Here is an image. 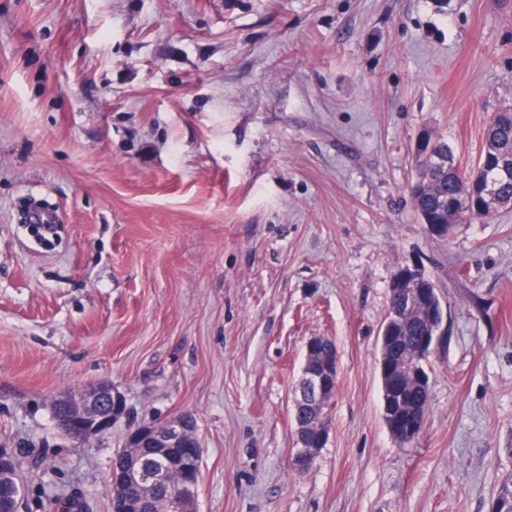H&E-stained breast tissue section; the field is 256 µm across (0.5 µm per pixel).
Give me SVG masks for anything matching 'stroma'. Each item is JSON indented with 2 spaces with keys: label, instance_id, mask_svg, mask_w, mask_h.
<instances>
[{
  "label": "stroma",
  "instance_id": "obj_1",
  "mask_svg": "<svg viewBox=\"0 0 512 512\" xmlns=\"http://www.w3.org/2000/svg\"><path fill=\"white\" fill-rule=\"evenodd\" d=\"M512 101V0H0V448L18 512H112L130 427L192 413L197 512H489L512 474V208L429 236L423 134L463 168ZM448 334L413 442L383 419L396 272ZM313 336L332 432L290 466ZM109 383L79 442L54 399ZM333 343V340L326 336L310 337L304 346V362L301 369L298 386L294 396L295 409L300 402L315 401L321 402L327 394L328 389L336 380L339 371V360L337 351L334 356L326 359L319 371L309 368L311 357L316 353L319 345ZM59 399L69 407V415L60 424L76 439L88 440L108 432L127 412L124 395L108 383L86 391L66 392Z\"/></svg>",
  "mask_w": 512,
  "mask_h": 512
}]
</instances>
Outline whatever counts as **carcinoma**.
<instances>
[{"instance_id": "cac0c4a2", "label": "carcinoma", "mask_w": 512, "mask_h": 512, "mask_svg": "<svg viewBox=\"0 0 512 512\" xmlns=\"http://www.w3.org/2000/svg\"><path fill=\"white\" fill-rule=\"evenodd\" d=\"M499 111L508 113V120L489 123L483 143L478 165L467 171L461 169L455 162L448 143L428 135L426 144L431 151L427 161L418 163L417 185L411 186V196L414 206L424 225H441L439 239L448 237L452 229L451 219L448 218V204L454 203L463 209L465 221L488 219L495 215L493 210L473 209L467 206L465 183L469 177L481 174L484 178H494L493 188L496 197L504 206L512 204V171L503 175L497 168L503 159L512 156V102L505 103ZM389 317L395 326L397 336L395 350L400 355L409 357L427 335L428 325L425 309L421 302L406 297L401 285L393 284L389 290ZM327 404L312 405L301 411L302 428L306 445L314 444V435L307 429L321 420L328 419ZM495 501L496 512H512V476L501 481L492 497Z\"/></svg>"}]
</instances>
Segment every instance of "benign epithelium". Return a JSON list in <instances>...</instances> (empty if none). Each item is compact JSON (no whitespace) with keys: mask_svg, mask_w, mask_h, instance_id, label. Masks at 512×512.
<instances>
[{"mask_svg":"<svg viewBox=\"0 0 512 512\" xmlns=\"http://www.w3.org/2000/svg\"><path fill=\"white\" fill-rule=\"evenodd\" d=\"M416 295L426 297L429 305L428 317L434 333L421 338L414 360L395 361L389 356L388 344L391 340L388 325L381 329V352L379 358L382 385L383 418L394 439L410 440L422 430L425 419L416 417L400 422L392 417L393 403L388 396L394 385L409 384L414 389H425L427 373L423 365L439 347L446 334V311L434 298L431 288H414ZM332 342L326 336H312L304 346V362L294 396V406L309 400L320 402L336 380L339 371L338 356L326 359L320 370L309 368L311 357L318 346ZM60 399L68 404L69 415L60 421L70 437L88 440L108 432L112 424L126 415L127 405L124 395L105 383L86 391L66 392ZM179 448L182 462L167 461L161 464V449ZM318 449L303 445L294 449L292 465L298 470L311 466ZM124 465L112 470V512H143L144 502L138 491L144 487L174 483L178 491L159 502L154 512H186L187 506L195 503V489L200 478V468L187 471L186 463H201L200 443H191V433L186 415H176L161 422H142L129 432L125 448L122 450Z\"/></svg>","mask_w":512,"mask_h":512,"instance_id":"benign-epithelium-1","label":"benign epithelium"}]
</instances>
